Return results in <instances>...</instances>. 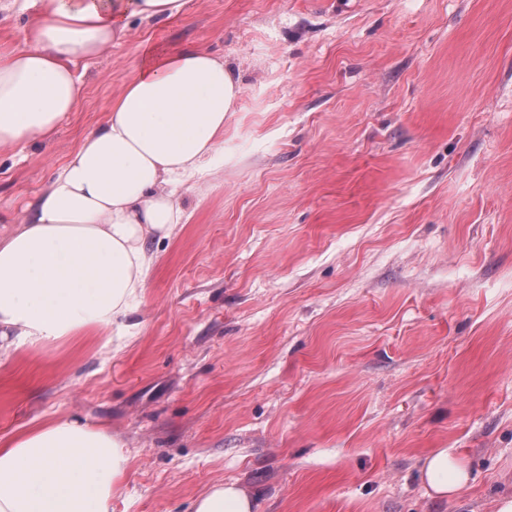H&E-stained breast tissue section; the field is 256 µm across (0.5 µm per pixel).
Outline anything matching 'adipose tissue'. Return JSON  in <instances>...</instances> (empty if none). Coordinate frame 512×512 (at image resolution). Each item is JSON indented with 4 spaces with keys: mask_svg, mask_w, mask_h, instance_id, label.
Wrapping results in <instances>:
<instances>
[{
    "mask_svg": "<svg viewBox=\"0 0 512 512\" xmlns=\"http://www.w3.org/2000/svg\"><path fill=\"white\" fill-rule=\"evenodd\" d=\"M30 12L25 49L0 54V149L55 133L83 91L79 64L124 37L132 20H169L188 0H9ZM241 85L222 57L193 47L143 49L107 122L90 131L49 185L0 234V352L68 341L128 316L154 264L151 242L188 214L181 194L224 150ZM125 442L87 421L42 422L0 441V512H112L130 465ZM437 498L469 473L438 449L419 467ZM193 512H255L236 482L217 484Z\"/></svg>",
    "mask_w": 512,
    "mask_h": 512,
    "instance_id": "obj_1",
    "label": "adipose tissue"
}]
</instances>
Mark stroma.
I'll return each instance as SVG.
<instances>
[{"label":"stroma","mask_w":512,"mask_h":512,"mask_svg":"<svg viewBox=\"0 0 512 512\" xmlns=\"http://www.w3.org/2000/svg\"><path fill=\"white\" fill-rule=\"evenodd\" d=\"M223 56L224 159L89 338L0 358V436L80 418L131 465L112 512H496L512 494V0H189L132 21L60 131L0 150V233L103 124L143 47ZM454 449L469 485L428 496ZM419 478L432 496L448 498L468 483L469 473L461 459L448 448H441L421 461ZM192 512H256L254 497L238 482L211 487L193 503Z\"/></svg>","instance_id":"obj_1"}]
</instances>
